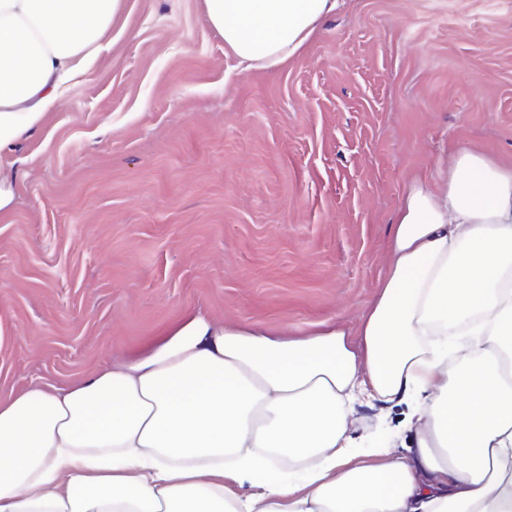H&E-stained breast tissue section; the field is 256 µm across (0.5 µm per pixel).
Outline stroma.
I'll return each mask as SVG.
<instances>
[{"label": "stroma", "instance_id": "1", "mask_svg": "<svg viewBox=\"0 0 512 512\" xmlns=\"http://www.w3.org/2000/svg\"><path fill=\"white\" fill-rule=\"evenodd\" d=\"M512 158V0H342L244 69L204 0H123L44 120L0 148V397L131 358L193 316L286 338L372 300L415 176ZM405 404L357 432L414 446Z\"/></svg>", "mask_w": 512, "mask_h": 512}]
</instances>
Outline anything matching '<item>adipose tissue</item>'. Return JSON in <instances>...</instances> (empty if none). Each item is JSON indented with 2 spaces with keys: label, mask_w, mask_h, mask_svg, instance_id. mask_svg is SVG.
Segmentation results:
<instances>
[{
  "label": "adipose tissue",
  "mask_w": 512,
  "mask_h": 512,
  "mask_svg": "<svg viewBox=\"0 0 512 512\" xmlns=\"http://www.w3.org/2000/svg\"><path fill=\"white\" fill-rule=\"evenodd\" d=\"M339 0H205L248 67L301 53ZM122 0H0V147L43 119ZM403 402L410 459L358 441ZM0 512H512V164L416 178L356 327L284 338L189 319L134 359L0 398ZM408 413L404 403L363 404L356 407L357 435H366L379 428L387 435H394L397 452L403 457H409V449L414 447V432L405 426V417Z\"/></svg>",
  "instance_id": "obj_1"
}]
</instances>
